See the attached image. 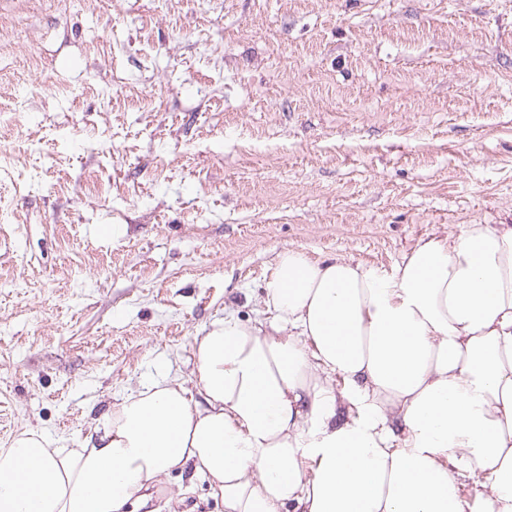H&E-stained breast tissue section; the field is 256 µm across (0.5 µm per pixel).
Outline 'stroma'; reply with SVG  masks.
Segmentation results:
<instances>
[{
  "mask_svg": "<svg viewBox=\"0 0 512 512\" xmlns=\"http://www.w3.org/2000/svg\"><path fill=\"white\" fill-rule=\"evenodd\" d=\"M463 224H512V0H0V446L189 379L282 250ZM136 512L224 506L186 471Z\"/></svg>",
  "mask_w": 512,
  "mask_h": 512,
  "instance_id": "obj_1",
  "label": "stroma"
}]
</instances>
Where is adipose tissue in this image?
<instances>
[{
    "label": "adipose tissue",
    "mask_w": 512,
    "mask_h": 512,
    "mask_svg": "<svg viewBox=\"0 0 512 512\" xmlns=\"http://www.w3.org/2000/svg\"><path fill=\"white\" fill-rule=\"evenodd\" d=\"M263 307L211 320L189 381L122 396L79 448H0V512H126L193 466L224 512H512V226L391 270L279 252Z\"/></svg>",
    "instance_id": "adipose-tissue-1"
}]
</instances>
